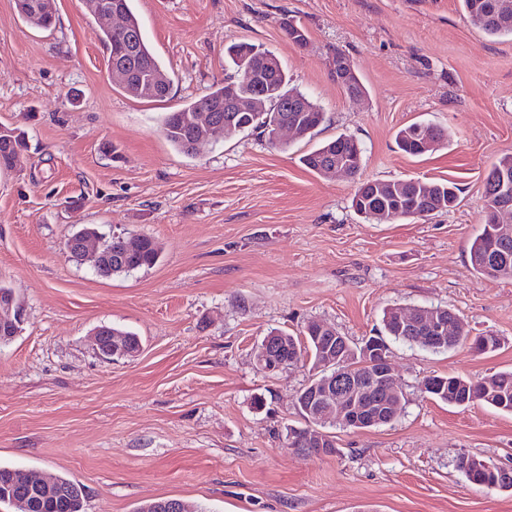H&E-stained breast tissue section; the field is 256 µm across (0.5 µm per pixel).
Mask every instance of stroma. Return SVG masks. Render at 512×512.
Listing matches in <instances>:
<instances>
[{"label": "stroma", "instance_id": "obj_1", "mask_svg": "<svg viewBox=\"0 0 512 512\" xmlns=\"http://www.w3.org/2000/svg\"><path fill=\"white\" fill-rule=\"evenodd\" d=\"M144 36L172 78L164 101L111 80L100 20L57 0L53 30L0 0V126L28 149L0 168V284L24 308L0 344V466L74 479L84 512H137L175 498L195 512H512V492L468 485L473 455L512 467V413L459 407L425 393L432 375L512 370V280L477 274L469 247L483 227L485 178L512 153V39L486 36L460 0H133ZM308 32L297 48L279 27ZM248 41L275 54L325 121L269 147L255 131L178 153L163 113L229 78L224 52ZM350 57L367 88L348 99L331 74ZM415 122L448 142L402 153ZM364 150L358 176H319L302 155L339 134ZM111 143L104 154L102 143ZM455 182L459 203L427 217L358 216V181ZM147 235L158 263L99 277L69 260L76 226ZM442 306L499 348L445 354L391 343L402 410L389 424L331 428L338 455L287 445L305 427L296 405L308 367L253 365L271 330L318 320L355 344L384 309ZM101 325L140 337L134 357L100 358ZM416 127H422L421 135H416L414 129ZM420 136H422L420 138ZM424 139L430 140L431 143L436 145V148L429 149L428 147H422L421 143ZM398 148L411 156H422L427 153L436 151L446 140V134L444 129L431 123H413L409 126L401 129L396 137Z\"/></svg>", "mask_w": 512, "mask_h": 512}]
</instances>
